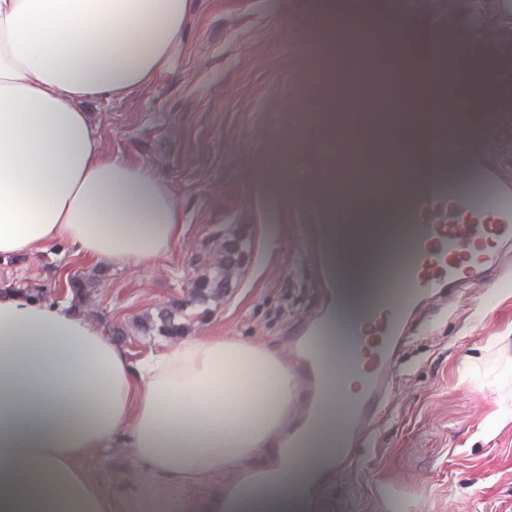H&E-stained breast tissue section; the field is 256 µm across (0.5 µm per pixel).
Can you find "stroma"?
<instances>
[{
  "instance_id": "obj_1",
  "label": "stroma",
  "mask_w": 512,
  "mask_h": 512,
  "mask_svg": "<svg viewBox=\"0 0 512 512\" xmlns=\"http://www.w3.org/2000/svg\"><path fill=\"white\" fill-rule=\"evenodd\" d=\"M318 0H202L169 67L151 86L90 100L106 152L148 163L181 206L166 252L147 264L86 260L55 244L0 260V287L69 301L140 358L170 344L137 325L163 309L188 316L189 336L255 339L280 353L325 297L299 222L301 201L282 162L305 99L321 102V67L299 16ZM248 225L249 259L233 288L197 303L194 282L224 259V235ZM93 283L76 297L70 281ZM400 390L354 463L335 478L321 512H512V421L485 423L512 395V285L477 286L412 322L398 363ZM123 493L127 512H156L169 490L148 484L127 449L85 462Z\"/></svg>"
}]
</instances>
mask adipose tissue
Masks as SVG:
<instances>
[{
  "instance_id": "1",
  "label": "adipose tissue",
  "mask_w": 512,
  "mask_h": 512,
  "mask_svg": "<svg viewBox=\"0 0 512 512\" xmlns=\"http://www.w3.org/2000/svg\"><path fill=\"white\" fill-rule=\"evenodd\" d=\"M198 9L199 0H0V258L62 243L124 265L169 248L182 211L167 184L105 153L84 104L151 84ZM318 11L329 29L347 17L364 66L386 57L399 76L398 87L375 89L383 110L349 131L358 174L387 175L385 189L337 182L334 99L309 127L320 162L300 196L334 226L327 253L355 282L388 242L391 218L455 170L454 135L468 130L470 103L512 75L487 52L453 94L456 41L433 36L417 56L397 31L372 41L377 22L336 0H320ZM296 390L287 361L263 342L189 336L134 360L72 304L12 289L0 295V512H123L84 465L112 445L178 489L241 468L275 446ZM303 500L291 487L242 490L216 495L207 512H293Z\"/></svg>"
}]
</instances>
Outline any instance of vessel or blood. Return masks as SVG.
<instances>
[{
    "label": "vessel or blood",
    "instance_id": "vessel-or-blood-1",
    "mask_svg": "<svg viewBox=\"0 0 512 512\" xmlns=\"http://www.w3.org/2000/svg\"><path fill=\"white\" fill-rule=\"evenodd\" d=\"M441 28L462 38L468 50H489L493 42L466 27L461 15L437 19ZM489 144L462 135L456 146L466 155L474 179L452 187L435 184L402 212L406 233L393 243L405 256L373 267L366 289L369 318L360 335L351 337L343 369H335L329 345L334 313L326 307L304 319L288 338V349L304 394L288 427L291 467L253 474L239 486L269 489L280 484L308 486L312 507H319L332 474L353 460L359 440L373 434L394 389L396 364L416 311L428 300L452 298L458 284L481 281L500 265L501 247L512 242V145L503 141L500 114L488 116ZM358 378L351 400L330 396L344 374ZM334 426L329 447H310L325 426Z\"/></svg>",
    "mask_w": 512,
    "mask_h": 512
}]
</instances>
